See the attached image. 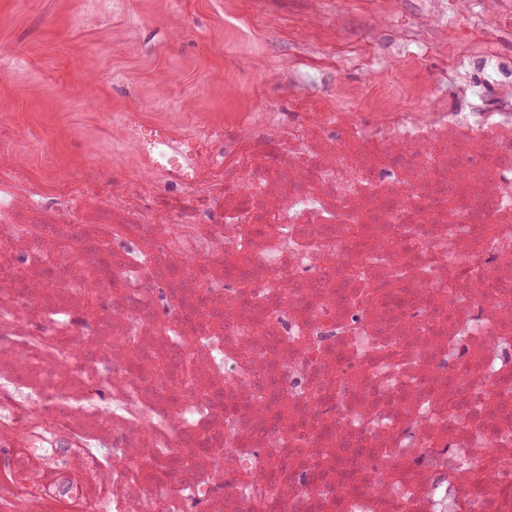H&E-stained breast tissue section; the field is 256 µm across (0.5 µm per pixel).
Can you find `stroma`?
<instances>
[{
    "label": "stroma",
    "instance_id": "35a3bbf8",
    "mask_svg": "<svg viewBox=\"0 0 512 512\" xmlns=\"http://www.w3.org/2000/svg\"><path fill=\"white\" fill-rule=\"evenodd\" d=\"M417 0H0V124L38 172L46 147L64 165L101 163L151 192L138 150L113 132L137 113L147 130L177 125L194 139L228 112H298L340 88L365 111L376 83L413 69L428 85L448 54L389 46Z\"/></svg>",
    "mask_w": 512,
    "mask_h": 512
}]
</instances>
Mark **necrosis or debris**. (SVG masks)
I'll return each mask as SVG.
<instances>
[{"label":"necrosis or debris","mask_w":512,"mask_h":512,"mask_svg":"<svg viewBox=\"0 0 512 512\" xmlns=\"http://www.w3.org/2000/svg\"><path fill=\"white\" fill-rule=\"evenodd\" d=\"M448 12L410 31L449 55L425 103L248 112L191 169L167 128L146 196L32 179L0 125V512H512V67Z\"/></svg>","instance_id":"obj_1"}]
</instances>
